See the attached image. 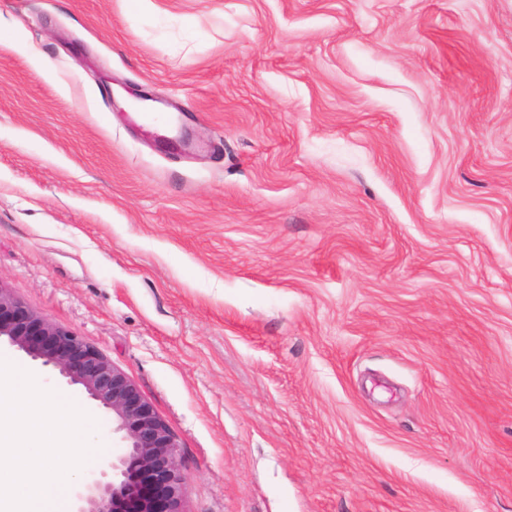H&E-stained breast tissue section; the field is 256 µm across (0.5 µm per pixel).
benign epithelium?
Returning <instances> with one entry per match:
<instances>
[{
	"mask_svg": "<svg viewBox=\"0 0 512 512\" xmlns=\"http://www.w3.org/2000/svg\"><path fill=\"white\" fill-rule=\"evenodd\" d=\"M78 385L112 412L126 443L74 493L72 512H184L178 443L136 386L95 346L31 310L0 285V338Z\"/></svg>",
	"mask_w": 512,
	"mask_h": 512,
	"instance_id": "7a95c632",
	"label": "benign epithelium"
}]
</instances>
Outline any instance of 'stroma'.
Wrapping results in <instances>:
<instances>
[{"instance_id":"1","label":"stroma","mask_w":512,"mask_h":512,"mask_svg":"<svg viewBox=\"0 0 512 512\" xmlns=\"http://www.w3.org/2000/svg\"><path fill=\"white\" fill-rule=\"evenodd\" d=\"M0 284L185 512H512V0H0ZM78 385L112 412L126 443L74 493L71 512H185L178 443L136 386L95 346L31 310L0 284V342Z\"/></svg>"}]
</instances>
